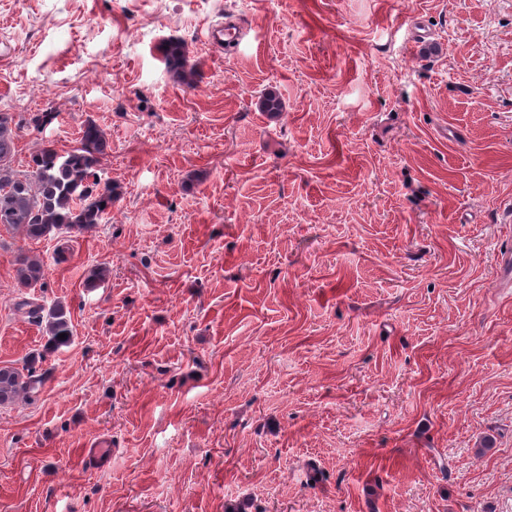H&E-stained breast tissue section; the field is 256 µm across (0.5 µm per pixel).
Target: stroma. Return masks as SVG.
Wrapping results in <instances>:
<instances>
[{"instance_id":"stroma-1","label":"stroma","mask_w":512,"mask_h":512,"mask_svg":"<svg viewBox=\"0 0 512 512\" xmlns=\"http://www.w3.org/2000/svg\"><path fill=\"white\" fill-rule=\"evenodd\" d=\"M0 111L19 171L96 123L118 187L0 230V366L44 378L0 407V512H512V0H0ZM163 58L167 71L178 81L191 85L196 73L195 67L189 64L188 53L182 42L172 41L163 46ZM15 274L18 283L24 288L42 286L45 277V263L43 260L21 252L15 261ZM45 331L49 338V344L58 349L70 344L73 336V325L69 312L61 303L51 305L45 317ZM65 333V339H60L59 335Z\"/></svg>"}]
</instances>
